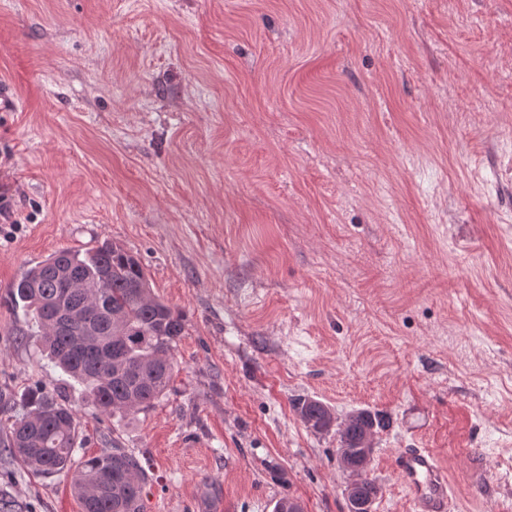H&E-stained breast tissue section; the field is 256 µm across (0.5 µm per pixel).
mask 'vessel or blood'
<instances>
[{
    "instance_id": "obj_1",
    "label": "vessel or blood",
    "mask_w": 512,
    "mask_h": 512,
    "mask_svg": "<svg viewBox=\"0 0 512 512\" xmlns=\"http://www.w3.org/2000/svg\"><path fill=\"white\" fill-rule=\"evenodd\" d=\"M395 470L414 512H449L448 475L425 448L398 449Z\"/></svg>"
}]
</instances>
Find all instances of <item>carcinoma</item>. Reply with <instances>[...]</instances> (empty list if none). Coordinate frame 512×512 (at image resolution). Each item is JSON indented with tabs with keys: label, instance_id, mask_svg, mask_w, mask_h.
Listing matches in <instances>:
<instances>
[{
	"label": "carcinoma",
	"instance_id": "cac0c4a2",
	"mask_svg": "<svg viewBox=\"0 0 512 512\" xmlns=\"http://www.w3.org/2000/svg\"><path fill=\"white\" fill-rule=\"evenodd\" d=\"M4 304L23 310L27 329L19 335L40 337L54 367L82 387L96 419L130 414L132 399L147 410L169 391L184 317L153 295L143 266L122 245L105 240L84 253L58 251L13 281ZM118 334L124 368L117 372L106 351ZM76 336L88 341V353L73 351ZM294 409L313 430H329L323 402L305 398ZM383 425L378 413L357 410L337 432L339 444L351 447ZM79 427L78 412L43 382L0 407L8 454L35 475L69 477L83 512H144L148 476L140 458L121 448L76 457Z\"/></svg>",
	"mask_w": 512,
	"mask_h": 512
}]
</instances>
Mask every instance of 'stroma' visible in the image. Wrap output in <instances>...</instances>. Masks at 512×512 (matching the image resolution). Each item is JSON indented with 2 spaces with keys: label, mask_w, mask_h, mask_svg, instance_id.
Segmentation results:
<instances>
[{
  "label": "stroma",
  "mask_w": 512,
  "mask_h": 512,
  "mask_svg": "<svg viewBox=\"0 0 512 512\" xmlns=\"http://www.w3.org/2000/svg\"><path fill=\"white\" fill-rule=\"evenodd\" d=\"M0 294L109 239L185 316L154 407L97 420L0 305V405L36 381L145 512H346L339 418L383 415L373 512H412L399 448L453 512H512V0H0ZM16 512H82L0 453ZM323 402L315 399L305 398L294 404L296 414L301 421L315 431H329L328 420L326 419L327 411L323 406ZM311 423L310 425H308ZM394 466L414 512L450 510L448 474L432 452L426 448H399Z\"/></svg>",
  "instance_id": "stroma-1"
}]
</instances>
